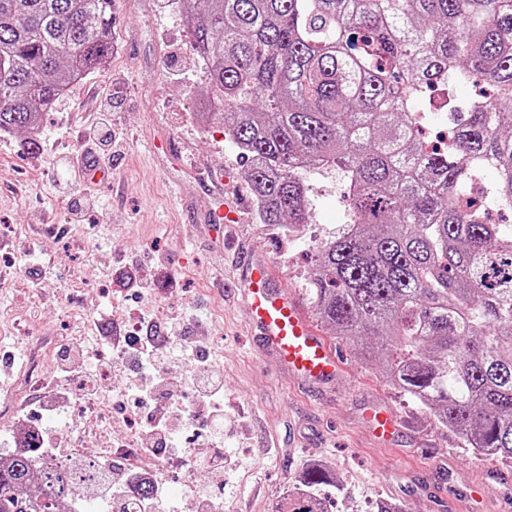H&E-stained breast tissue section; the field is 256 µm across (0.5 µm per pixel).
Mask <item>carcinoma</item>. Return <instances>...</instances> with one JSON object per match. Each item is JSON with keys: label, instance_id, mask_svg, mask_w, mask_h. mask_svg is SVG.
<instances>
[{"label": "carcinoma", "instance_id": "carcinoma-1", "mask_svg": "<svg viewBox=\"0 0 512 512\" xmlns=\"http://www.w3.org/2000/svg\"><path fill=\"white\" fill-rule=\"evenodd\" d=\"M114 0H0V131H26L112 57ZM262 224L308 223L334 170L347 223L317 247L315 310L361 358L512 466V0H181ZM473 92L459 105L450 86ZM448 124V147L421 128ZM366 335L381 337L362 344ZM74 477L0 457V512H65ZM310 466L275 512H327Z\"/></svg>", "mask_w": 512, "mask_h": 512}]
</instances>
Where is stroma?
Instances as JSON below:
<instances>
[{"instance_id":"stroma-1","label":"stroma","mask_w":512,"mask_h":512,"mask_svg":"<svg viewBox=\"0 0 512 512\" xmlns=\"http://www.w3.org/2000/svg\"><path fill=\"white\" fill-rule=\"evenodd\" d=\"M114 11L111 59L47 112L38 149L24 132H0V394L30 388L35 362L55 368L63 345L75 364L98 367L109 327L132 311L161 325L177 318L224 381V468L164 472L178 512H199L198 483L217 512H273L315 461L332 477L319 489L328 512H370L377 500L404 512H512V467L464 449L326 323L318 331L345 357L332 383L306 384L257 348L248 303L225 281L241 256L265 257L278 286L308 302L313 254L346 221L344 183L333 170L309 174L315 210L293 241L258 223L229 135L219 124L201 133L191 119L207 84L186 19L168 0H114ZM107 87L122 140L99 165L116 191L84 184L64 163L87 147L86 119ZM156 137L180 156L153 152ZM221 196L245 208L218 249L207 214ZM132 261L148 273L139 292L120 283ZM375 406L402 417L393 440L373 435Z\"/></svg>"}]
</instances>
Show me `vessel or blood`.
Here are the masks:
<instances>
[{
    "label": "vessel or blood",
    "instance_id": "obj_1",
    "mask_svg": "<svg viewBox=\"0 0 512 512\" xmlns=\"http://www.w3.org/2000/svg\"><path fill=\"white\" fill-rule=\"evenodd\" d=\"M234 285L248 300L251 327L263 348L300 378L321 383L336 376L342 363L334 348L320 335L299 303L277 288L270 261L248 258L238 267ZM374 434L388 440L398 432L400 421L386 408L369 412Z\"/></svg>",
    "mask_w": 512,
    "mask_h": 512
}]
</instances>
